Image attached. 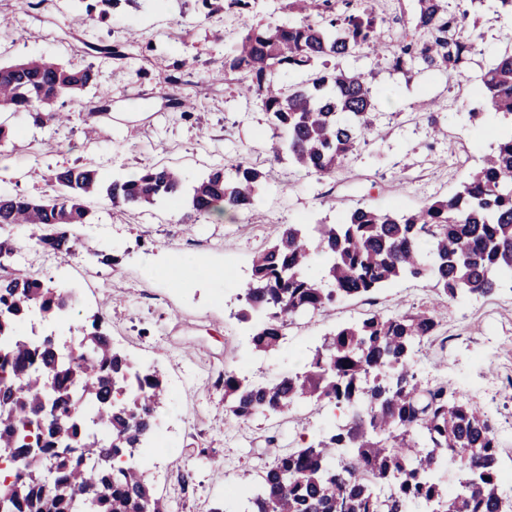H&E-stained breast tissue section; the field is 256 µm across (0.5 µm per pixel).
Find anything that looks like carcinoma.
I'll use <instances>...</instances> for the list:
<instances>
[{
  "label": "carcinoma",
  "mask_w": 512,
  "mask_h": 512,
  "mask_svg": "<svg viewBox=\"0 0 512 512\" xmlns=\"http://www.w3.org/2000/svg\"><path fill=\"white\" fill-rule=\"evenodd\" d=\"M484 0H417L410 25L385 41V20L370 0H289L292 25L245 26L225 66L248 81L267 113L276 154L308 174H333L373 130L377 92L342 61L360 51L391 53L409 72L417 62L450 75L475 48L466 33L469 6ZM135 0H89L78 21L91 25ZM288 71L307 79L290 84ZM94 67H68L44 57L0 64V103L37 123H63L57 103L86 91ZM487 105L512 126V48L479 76ZM186 175L154 165L106 182L85 163L49 176L53 194L0 192V226H32L37 244L68 255L73 228L90 221L87 201L138 208L159 198L186 199L200 219L248 209L263 176L244 161L227 174L210 170L185 195ZM16 247L0 239V453L16 469L0 480V512H165L140 468L141 439L164 400L160 371L137 368L115 352L96 316L82 327L76 354L20 335L30 309L52 320L71 305L69 292L12 267ZM321 253V275L312 253ZM401 278L430 281L449 298L490 295L512 282V132L468 173L452 195L414 212L367 204L338 224L285 225L252 259L237 318L259 319L255 351L274 352L286 327L303 314L368 297ZM434 312L419 310L336 328L300 372L261 381L224 371L229 414L248 421L283 415L309 400L348 411L347 422L305 447L278 454L260 474L248 512H507L499 471L500 441L486 411L423 378L414 359L438 335ZM457 471L449 486L442 480Z\"/></svg>",
  "instance_id": "obj_1"
}]
</instances>
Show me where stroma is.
Listing matches in <instances>:
<instances>
[{
    "mask_svg": "<svg viewBox=\"0 0 512 512\" xmlns=\"http://www.w3.org/2000/svg\"><path fill=\"white\" fill-rule=\"evenodd\" d=\"M83 9L82 0H45L36 10L24 0H0V16L10 19L0 30L1 63L42 55L97 73L82 100L65 103L70 124L42 125L25 113L10 118L15 137L0 146V190L38 197L50 193L53 170L90 162L108 180L159 163L179 166L193 180L244 157L266 176L252 208L223 222L187 223L185 204L166 199L144 209L92 199L93 221L77 233L97 242L100 253L79 252L60 264L47 261L30 229H0V238L24 251V269L64 284L76 300L67 322L39 324L36 332L64 343L69 325L100 312L118 351L162 372L168 400L155 428L173 445L150 486L167 512H246L259 472L275 455L346 420L343 411L310 402L285 416L236 420L225 410V369L253 379L297 371L301 354L314 353L326 334L375 311L435 308L439 337L418 356L422 375L446 380L484 407L502 443L501 477L512 479V289L452 301L430 283L406 279L371 299L295 318L267 356L254 353L251 328L236 317L252 259L282 225L336 224L360 203L414 211L458 190L467 170L449 165V156L465 147L478 163L502 125L484 110L473 78L506 47L512 24L496 20L492 7H478L481 38L460 77L420 67L406 74L370 54L349 58L347 69L368 75L377 92L376 129L333 176L320 178L274 157L266 112L256 96L242 94L241 75L225 71L243 26L236 10L209 14L200 0H141L79 28L73 20ZM103 42L128 46L127 56L95 53ZM178 67L187 80L181 92L196 103L187 116L170 102L169 76ZM100 102L107 114L87 113V104ZM474 108L481 120L470 118ZM433 116L444 137H433ZM192 261L194 275L182 278ZM178 379L185 386L176 391ZM203 448L208 456H200Z\"/></svg>",
    "mask_w": 512,
    "mask_h": 512,
    "instance_id": "1",
    "label": "stroma"
}]
</instances>
